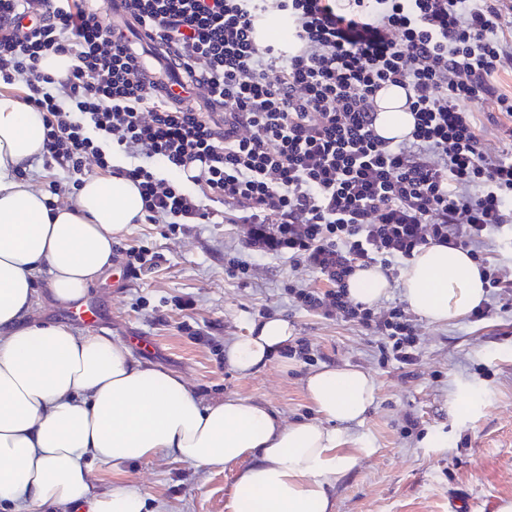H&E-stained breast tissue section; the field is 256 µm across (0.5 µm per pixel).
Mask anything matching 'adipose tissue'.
<instances>
[{"label":"adipose tissue","mask_w":512,"mask_h":512,"mask_svg":"<svg viewBox=\"0 0 512 512\" xmlns=\"http://www.w3.org/2000/svg\"><path fill=\"white\" fill-rule=\"evenodd\" d=\"M405 93L389 88L377 131L402 138L413 127ZM44 152L39 112L0 95V505L11 512H143L147 496L123 480L130 464L165 455L200 468L239 465L234 512H335L331 489L357 457L339 426L371 406L375 382L356 368H325L306 391L321 419L284 424L267 405L210 402L180 377L135 360L127 346L67 324H32L34 286L44 276L62 304L85 295L112 264L115 244L143 218L137 185L92 176L62 205L18 178ZM410 309L433 323L456 320L485 297L463 250L430 245L402 275ZM292 339L271 317L230 340L228 365L242 376L265 368ZM111 466L95 492L91 464Z\"/></svg>","instance_id":"adipose-tissue-1"}]
</instances>
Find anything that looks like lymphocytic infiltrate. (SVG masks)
Masks as SVG:
<instances>
[{
	"mask_svg": "<svg viewBox=\"0 0 512 512\" xmlns=\"http://www.w3.org/2000/svg\"><path fill=\"white\" fill-rule=\"evenodd\" d=\"M122 4L208 111L159 96L86 0H0V81L42 112L44 158L132 180L148 223L233 224L244 248L305 265L323 285L289 286L294 302L381 337L386 360L417 363V323L404 306L352 299L357 270L393 279L423 247L458 248L512 302V261L497 256L512 235V0ZM274 13L288 37L261 43ZM50 55L71 59L64 79L43 70ZM389 84L414 117L398 141L374 129ZM486 101L498 112L483 124L472 107ZM116 149L134 165L113 166Z\"/></svg>",
	"mask_w": 512,
	"mask_h": 512,
	"instance_id": "obj_1",
	"label": "lymphocytic infiltrate"
}]
</instances>
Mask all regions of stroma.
<instances>
[{
  "label": "stroma",
  "mask_w": 512,
  "mask_h": 512,
  "mask_svg": "<svg viewBox=\"0 0 512 512\" xmlns=\"http://www.w3.org/2000/svg\"><path fill=\"white\" fill-rule=\"evenodd\" d=\"M131 247L145 249L152 267L130 270ZM233 258L247 274L232 273ZM317 283L306 267L242 247L235 225L141 221L119 238L111 266L83 298L60 304L44 296L33 320L120 340L134 359L181 376L202 401L263 402L288 425L318 418L305 390L310 374L363 370L375 381V399L346 429L345 448L358 460L336 479V512H449L459 499L471 512H489L488 502L512 503V305L493 302L480 324L417 318L419 361L402 366L381 362L377 337L305 311L286 293L291 284ZM86 306L98 309L95 323L78 319ZM274 316L287 318L294 338L308 342V359L277 355L258 374L241 376L224 359L225 343ZM459 396L466 410L456 409ZM408 415L418 420V434H405ZM235 477L232 466L198 468L163 455L125 474L161 512H232Z\"/></svg>",
  "instance_id": "35a3bbf8"
}]
</instances>
